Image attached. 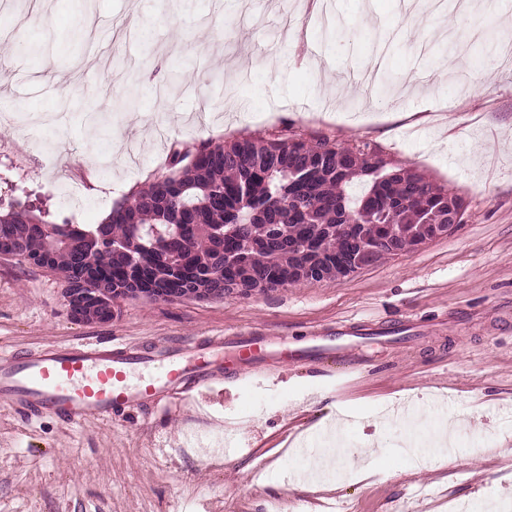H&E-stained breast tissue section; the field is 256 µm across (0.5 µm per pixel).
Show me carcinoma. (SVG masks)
<instances>
[{
	"label": "carcinoma",
	"mask_w": 512,
	"mask_h": 512,
	"mask_svg": "<svg viewBox=\"0 0 512 512\" xmlns=\"http://www.w3.org/2000/svg\"><path fill=\"white\" fill-rule=\"evenodd\" d=\"M168 167L92 227L10 203L0 239L17 256L52 255L67 288L90 269L93 288H122L131 274L222 298L231 279L272 290L307 283L310 263L329 277L359 257L373 265L448 231V208L466 211L447 186L326 137L234 139L188 160L175 152Z\"/></svg>",
	"instance_id": "cac0c4a2"
}]
</instances>
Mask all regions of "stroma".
<instances>
[{
  "label": "stroma",
  "mask_w": 512,
  "mask_h": 512,
  "mask_svg": "<svg viewBox=\"0 0 512 512\" xmlns=\"http://www.w3.org/2000/svg\"><path fill=\"white\" fill-rule=\"evenodd\" d=\"M333 17L294 0H33L0 10L17 28L0 48V89L25 113H62L44 129L0 124V200L40 198L47 222L101 223L106 212L168 173L172 149L240 137H326L367 144L462 194L457 230L351 277L219 299L120 298L110 322L80 323L58 274L0 255V350L76 339L163 340L252 328L305 345L335 326L374 337L327 367L284 368L283 385L245 375L211 392L207 414L180 399L70 425L24 418L0 403V512H489L512 506V72L478 84L448 74L441 38L511 20L512 0L468 15L412 19L397 0H329ZM386 68L406 90L389 99L351 84L383 31ZM411 400L416 428L446 418L444 447L401 452L392 406ZM376 442L385 477L337 464L335 490L296 478L322 452L325 422ZM230 432L203 452L196 439Z\"/></svg>",
  "instance_id": "stroma-1"
}]
</instances>
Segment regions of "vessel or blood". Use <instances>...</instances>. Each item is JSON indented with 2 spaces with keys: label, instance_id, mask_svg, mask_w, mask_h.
Here are the masks:
<instances>
[{
  "label": "vessel or blood",
  "instance_id": "obj_1",
  "mask_svg": "<svg viewBox=\"0 0 512 512\" xmlns=\"http://www.w3.org/2000/svg\"><path fill=\"white\" fill-rule=\"evenodd\" d=\"M349 348L338 334L292 349L279 336L240 332L142 347L77 342L1 351L0 399L24 417L48 415L71 424L108 420L117 408L157 406L176 395L198 404L223 378H272L282 363L333 360ZM136 372L147 374V381H132Z\"/></svg>",
  "mask_w": 512,
  "mask_h": 512
}]
</instances>
